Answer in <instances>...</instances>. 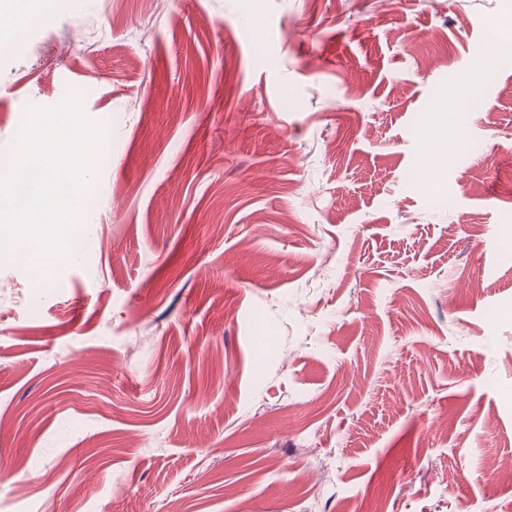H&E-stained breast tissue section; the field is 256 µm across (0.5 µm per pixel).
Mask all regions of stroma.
Returning a JSON list of instances; mask_svg holds the SVG:
<instances>
[{
  "label": "stroma",
  "mask_w": 512,
  "mask_h": 512,
  "mask_svg": "<svg viewBox=\"0 0 512 512\" xmlns=\"http://www.w3.org/2000/svg\"><path fill=\"white\" fill-rule=\"evenodd\" d=\"M512 0H52L0 153L112 151L0 252V512H512Z\"/></svg>",
  "instance_id": "obj_1"
}]
</instances>
